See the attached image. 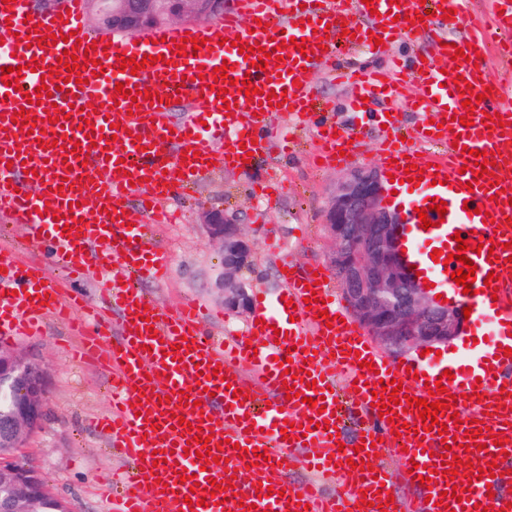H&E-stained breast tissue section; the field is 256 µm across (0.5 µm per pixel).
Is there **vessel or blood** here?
Listing matches in <instances>:
<instances>
[{
  "label": "vessel or blood",
  "mask_w": 512,
  "mask_h": 512,
  "mask_svg": "<svg viewBox=\"0 0 512 512\" xmlns=\"http://www.w3.org/2000/svg\"><path fill=\"white\" fill-rule=\"evenodd\" d=\"M491 3L500 10L493 19L469 13L467 0H233L213 22L106 39L87 32L84 0L35 16L25 0H0V68L22 69L17 86L0 81V217L27 226L33 252L50 249L46 263L0 261V335H37L44 319L67 312L72 298L47 284L44 265L98 281L103 305L81 355L111 379L112 409L98 427L131 466L120 477L115 512H405L407 500L395 496L398 480L419 491L418 512H512V493L500 488L502 471L512 468V357L495 356L497 340L478 364L462 360L454 369L447 387L453 401L438 414L447 426L441 434L425 431L415 406H394V421L381 418L372 391L374 383L396 380L427 398L447 360L432 353L406 365L382 357L312 273L299 276L282 263L281 299L257 301L255 324L229 343L205 333L194 304L172 311L142 288L167 275V252L154 239L165 206L207 173L216 147L240 165L246 153L263 152L259 133L279 116L308 113L316 99L309 70L334 56L333 35L348 31L349 50L383 53L388 41L425 27L432 41L403 69L352 67L353 105L362 109L364 98L380 93L395 108L407 77L423 87L415 99V145L392 138L382 149L386 170L400 182L410 260L421 278L469 307L475 323L490 319L512 330V254L505 249L512 242V50L501 48L512 40V0ZM421 9L430 19L415 20ZM40 26L70 38L38 40ZM187 35L202 40L197 54L177 48ZM294 37L304 39L306 51L291 45ZM236 39L264 47L279 66L256 68L257 54H240ZM492 44L500 47L493 69L474 60ZM67 49L90 59L81 81L69 80L57 62ZM146 54L154 65L120 71L122 59ZM225 64L227 77L216 78ZM459 76L466 90L457 89ZM246 78L259 98L239 92ZM119 83L158 100H114ZM181 93L190 108L174 125L169 114ZM466 99L479 101V110L467 112ZM19 112L26 122L16 121ZM466 114L468 127L459 121ZM436 122L453 128V137L433 131ZM323 128V159L340 163L350 135L328 122ZM477 150L495 161L493 175L479 174ZM450 197L446 215L432 210L433 201ZM421 208L430 229L421 226ZM461 238L473 243L466 256L477 267L468 294L451 277ZM309 296L316 299L310 307ZM114 314L122 333L112 341ZM363 359L372 371H363ZM239 362L250 364L252 375L239 374ZM319 397L322 412L308 404ZM350 420L366 441L363 451L340 443ZM285 421L292 424L286 435L279 429ZM193 427L201 428V442L192 441ZM382 447L399 455L400 473L379 462ZM258 449L266 460L256 461ZM450 453L472 461L483 478L447 476ZM292 457L313 474L300 487L281 477ZM186 473L193 482L183 481ZM194 482L199 490H191ZM328 484L333 493H325ZM261 485L272 487L271 496H258ZM456 487L460 499L442 501V492Z\"/></svg>",
  "instance_id": "vessel-or-blood-1"
}]
</instances>
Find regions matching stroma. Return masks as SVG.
<instances>
[{
  "label": "stroma",
  "instance_id": "1",
  "mask_svg": "<svg viewBox=\"0 0 512 512\" xmlns=\"http://www.w3.org/2000/svg\"><path fill=\"white\" fill-rule=\"evenodd\" d=\"M313 79L326 110L311 112L298 126L279 117L274 129L264 134L266 150L249 166L214 165L195 196L184 201L183 223L161 224L154 230L168 251L169 270L162 284H144V291L171 308L186 300L198 302L205 329L215 334L242 335L250 317L226 309L213 288L222 270V255L201 223L203 211L221 210L239 217L252 247L253 265L242 274L248 293L253 298L261 293L273 298L282 289V259H289L300 275L314 265L329 263L332 242L323 225V210L346 169L321 164L319 125L333 118L357 133L354 167H382L370 117L384 110V101L370 98L366 111L353 112L349 109L353 87L330 75L328 65H318ZM288 135L301 142L300 152L291 157L277 150L279 138ZM263 186L270 189L264 198L259 195ZM78 343L66 323L53 320L42 335L12 339V346L32 352L49 375L43 428L18 460L36 467L51 490L70 502L73 512H106L105 476L121 462L105 454L103 440L89 422L110 408L108 383L105 376L73 358Z\"/></svg>",
  "mask_w": 512,
  "mask_h": 512
}]
</instances>
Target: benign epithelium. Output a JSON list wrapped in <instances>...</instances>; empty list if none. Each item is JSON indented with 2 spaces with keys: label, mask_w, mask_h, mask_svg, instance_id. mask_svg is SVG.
<instances>
[{
  "label": "benign epithelium",
  "mask_w": 512,
  "mask_h": 512,
  "mask_svg": "<svg viewBox=\"0 0 512 512\" xmlns=\"http://www.w3.org/2000/svg\"><path fill=\"white\" fill-rule=\"evenodd\" d=\"M226 0H173L169 11L153 8V0H122L100 10L112 14V31L135 35L157 24L170 25L224 12ZM204 225L224 255L215 289L235 313L250 308V296L238 273L250 265V246L243 225L221 210L204 212ZM401 213L385 202L378 172L360 167L343 176L330 196L324 226L333 242L329 260L354 318L387 353L398 358L413 349L450 345L463 336L467 320L460 305L437 298L410 272L402 248ZM47 372L26 353L0 346V512H34L50 495L38 471L13 461L38 433L46 415Z\"/></svg>",
  "instance_id": "obj_1"
}]
</instances>
